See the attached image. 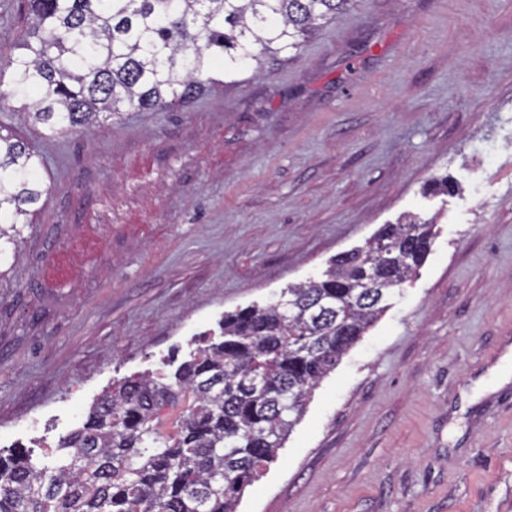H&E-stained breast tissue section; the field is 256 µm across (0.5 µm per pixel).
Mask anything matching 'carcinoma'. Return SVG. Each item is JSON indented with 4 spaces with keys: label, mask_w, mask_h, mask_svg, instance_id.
<instances>
[{
    "label": "carcinoma",
    "mask_w": 512,
    "mask_h": 512,
    "mask_svg": "<svg viewBox=\"0 0 512 512\" xmlns=\"http://www.w3.org/2000/svg\"><path fill=\"white\" fill-rule=\"evenodd\" d=\"M355 0H27L0 98H22L51 138L121 108L185 105L264 54H295ZM40 156L0 125V259L45 192ZM412 214L321 276L227 312L174 369L128 378L91 405L47 459L0 450V512H235L301 418L309 392L428 252Z\"/></svg>",
    "instance_id": "1"
}]
</instances>
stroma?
<instances>
[{"label":"stroma","instance_id":"obj_1","mask_svg":"<svg viewBox=\"0 0 512 512\" xmlns=\"http://www.w3.org/2000/svg\"><path fill=\"white\" fill-rule=\"evenodd\" d=\"M211 76L85 135L0 101L46 188L0 263V437L55 445L113 384L412 213L435 220L425 262L236 512H512V0H360L289 60Z\"/></svg>","mask_w":512,"mask_h":512}]
</instances>
